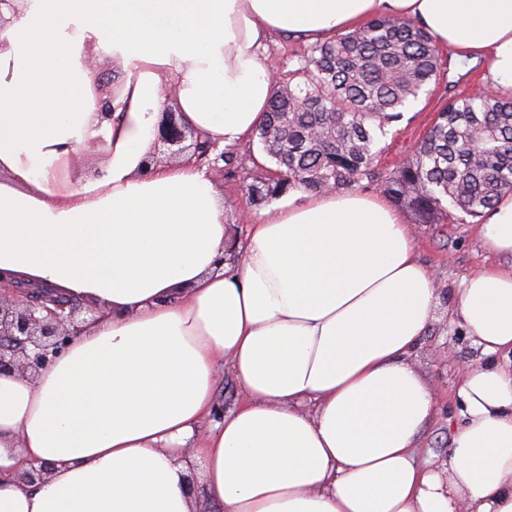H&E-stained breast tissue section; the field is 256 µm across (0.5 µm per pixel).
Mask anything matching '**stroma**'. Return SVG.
<instances>
[{"label": "stroma", "mask_w": 512, "mask_h": 512, "mask_svg": "<svg viewBox=\"0 0 512 512\" xmlns=\"http://www.w3.org/2000/svg\"><path fill=\"white\" fill-rule=\"evenodd\" d=\"M443 72L431 82L412 107L404 112L400 121L388 125L380 138L382 150L378 169L387 173L398 165L405 155L432 126L438 112L449 97L466 95L485 88L484 66L475 60H462L448 49H440ZM234 163L216 174L215 182L224 195V223L230 243L245 239L249 222L256 210L245 195L248 184L267 177L268 160L260 158L256 140L232 146ZM257 156L258 161L241 168L238 159L245 155ZM417 238L420 258L433 272L439 290L435 319L420 346L413 362L422 373L438 398L437 414L423 431L420 446L431 461L442 459L448 449L452 434L460 423V405L455 398L458 374L447 365V355L468 363L481 360L482 354L463 328L452 323L448 311L456 300V291L462 279L479 267L492 263L493 257L482 247L476 233L477 219L453 212L447 223L421 224L412 212H405Z\"/></svg>", "instance_id": "1"}]
</instances>
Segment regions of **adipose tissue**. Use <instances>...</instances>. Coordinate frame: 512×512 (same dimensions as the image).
I'll return each mask as SVG.
<instances>
[{"label": "adipose tissue", "mask_w": 512, "mask_h": 512, "mask_svg": "<svg viewBox=\"0 0 512 512\" xmlns=\"http://www.w3.org/2000/svg\"><path fill=\"white\" fill-rule=\"evenodd\" d=\"M0 32V297L99 308L35 376L0 374V512H512V265L451 311L483 358L439 466L437 399L410 358L436 312L417 240L384 199L297 189L226 261L224 198L186 161L143 174L171 80L182 124L246 142L272 36L320 43L416 23L512 96V0H14ZM112 61L103 85L90 55ZM111 107V118L102 110ZM104 152L97 175L76 159ZM512 255V194L481 216ZM230 368L244 397L217 413ZM203 466V493L188 482ZM47 467L29 483L22 471Z\"/></svg>", "instance_id": "1"}]
</instances>
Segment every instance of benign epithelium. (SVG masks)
Here are the masks:
<instances>
[{
  "label": "benign epithelium",
  "mask_w": 512,
  "mask_h": 512,
  "mask_svg": "<svg viewBox=\"0 0 512 512\" xmlns=\"http://www.w3.org/2000/svg\"><path fill=\"white\" fill-rule=\"evenodd\" d=\"M157 142L167 146L170 157L200 165L197 137L170 109L162 113ZM80 313V307L47 292H32L23 300L0 299V373L36 374L77 331Z\"/></svg>",
  "instance_id": "obj_1"
}]
</instances>
